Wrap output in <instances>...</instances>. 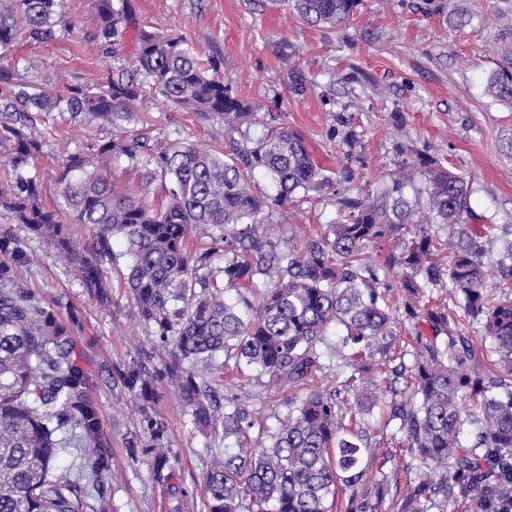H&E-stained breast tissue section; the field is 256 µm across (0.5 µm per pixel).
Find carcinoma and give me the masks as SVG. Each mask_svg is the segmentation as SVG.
Wrapping results in <instances>:
<instances>
[{
  "instance_id": "carcinoma-1",
  "label": "carcinoma",
  "mask_w": 512,
  "mask_h": 512,
  "mask_svg": "<svg viewBox=\"0 0 512 512\" xmlns=\"http://www.w3.org/2000/svg\"><path fill=\"white\" fill-rule=\"evenodd\" d=\"M302 20L325 28L348 25L363 0H272ZM64 0H0V48L19 39L33 43L69 32ZM427 15H446L452 28L469 24L464 9L445 14L443 0H422ZM91 37L109 57L124 48L129 4L91 0ZM132 62L111 69L95 87L63 82L55 92L0 66V146L9 151L0 183V208L26 233L0 229V512H105L110 438L90 385L84 358L69 326L21 275L34 262L27 241L38 240L63 260L85 294L112 305V288L127 289L138 321L163 344L167 359L149 367L136 361L118 373L140 408V434L131 448L154 451L150 466L170 478V423L157 409L163 384L175 385L192 424L224 432L237 448L203 479L204 512H332L342 487L367 476L365 456L382 458L376 495L398 479L389 448L368 443L359 418L377 401L369 388L364 355H381L403 388L392 404L403 441L422 470L400 512L444 510L457 495L473 494L490 512H512V473L503 451L512 448V241L496 262L502 295L490 285L480 237L469 230L472 189L466 177L434 156L401 158L387 181L362 197L355 185L363 163L354 117H338L333 136L345 147L340 179L313 163L305 139L272 110L261 114L224 84V60L205 69L181 35L144 26L135 35ZM310 78L294 66L288 88L303 94ZM488 91L512 105V72L490 75ZM181 112L224 124L229 150L173 144L127 130L122 123L147 93ZM51 112H67L81 133L87 124L112 135L86 146L56 149L47 129L33 132ZM266 133L253 139L251 127ZM124 158L148 168L160 182L150 197L121 188L112 163ZM58 169L54 205L30 169L43 160ZM262 169L277 185L258 196L252 172ZM333 190L338 217L293 245L277 233L276 214ZM220 229L204 248L189 246L195 230ZM126 244L120 269L113 238ZM391 247L368 263V248ZM223 261L220 267L213 266ZM452 284L463 316L482 323L496 362H483L448 303L427 295ZM235 292V299L226 293ZM398 295V307L388 303ZM431 335L416 332L397 346L393 311ZM342 330L338 385L312 390L280 422L269 445L251 438L248 406L230 413L217 405L220 376L212 360L222 353L236 368L254 367L288 389L322 369V346L331 326ZM412 357L406 365L405 357ZM205 364L207 373L191 367ZM353 402H348V397ZM471 426L465 430V426ZM468 434L472 444L462 445ZM450 465L435 482L430 472Z\"/></svg>"
}]
</instances>
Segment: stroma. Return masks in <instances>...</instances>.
Returning a JSON list of instances; mask_svg holds the SVG:
<instances>
[{"instance_id": "1", "label": "stroma", "mask_w": 512, "mask_h": 512, "mask_svg": "<svg viewBox=\"0 0 512 512\" xmlns=\"http://www.w3.org/2000/svg\"><path fill=\"white\" fill-rule=\"evenodd\" d=\"M420 0H364L349 25L326 29L311 25L268 0H129L132 26L147 23L161 33L185 37L201 60L224 59V82L260 107L277 106L281 120L304 137L315 164L336 177L343 153L331 133L336 115L347 112L361 126L358 149L366 167L357 184L369 188L382 180L405 144L439 157L472 183L471 207L478 219L474 232L484 233L488 261H495L504 240L512 239V158L503 146L512 138V105L485 90L488 75L512 70V0H447L448 8L467 5L470 23L453 29L436 15H423ZM90 0H65L72 32L32 44L22 39L0 49V64L25 67L35 61L34 75L45 88L59 79L88 86L101 84L112 69L91 40L87 25ZM300 62L313 83L303 95L288 90V71ZM359 70L372 77V89H349L342 75ZM404 112L407 123L396 129L387 113ZM138 119L150 124L151 135L170 142L195 141L223 146L224 127L181 112L162 97L146 96ZM332 194L285 211V235L304 236L335 221ZM41 257L23 275L50 306L70 321L77 349L87 360L97 393L104 429L112 438V468L106 476L108 512H202L205 473L234 439L203 434L191 424L190 411L174 390L159 404L171 426L168 453L175 457L168 482L156 481L146 455L131 457L128 443L140 419L138 404L111 379L142 352L162 358L156 339L131 316L130 297L113 289L110 307H100L72 283L60 263L47 257L46 247L31 242ZM367 380L378 403L365 421L372 442L396 433L389 418L391 394L378 360H370ZM309 386L291 390L271 384L252 369L236 370L225 363L220 389L224 410L234 396L250 399L256 424L275 431L301 401Z\"/></svg>"}]
</instances>
